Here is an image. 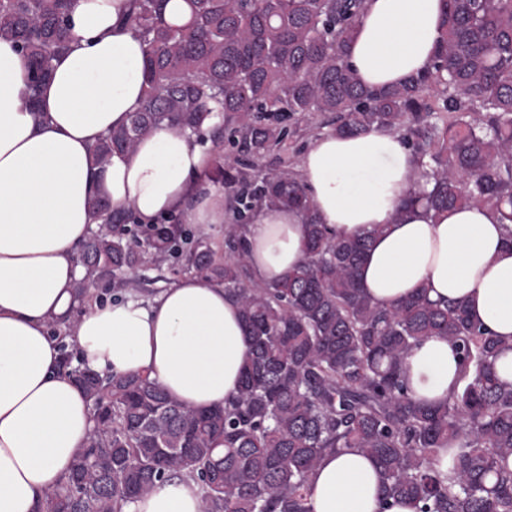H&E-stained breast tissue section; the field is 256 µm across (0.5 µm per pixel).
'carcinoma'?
<instances>
[{
    "label": "carcinoma",
    "mask_w": 512,
    "mask_h": 512,
    "mask_svg": "<svg viewBox=\"0 0 512 512\" xmlns=\"http://www.w3.org/2000/svg\"><path fill=\"white\" fill-rule=\"evenodd\" d=\"M170 0H130L123 23L147 45V87L125 125L94 149L104 167L115 153L167 125L211 141L210 180L236 193L238 221L224 225L233 255L215 257L204 237L189 241L178 220L127 237L132 213L91 201L96 227L77 261L83 299L101 283L126 294L125 272L179 259L187 272L224 283L248 338L238 393L222 408L182 405L149 374L102 376L62 369L93 409V429L69 474L46 494L45 512H123L124 505L173 478L194 482L204 512H311L309 480L321 459L359 448L379 466L383 503L415 512H512V383L495 362L505 343L465 305L427 290L394 306L374 302L359 266L371 236L340 238L318 222L305 185L284 170L248 187L257 162L284 146L285 122L319 115L338 135L388 127L421 163L422 187L394 219L421 208L439 215L477 203L494 208L512 238V0H445V37L433 70L373 90L362 86L346 49L365 0H186L190 20L167 19ZM74 0H0V39L30 60L37 97L52 63L72 44ZM223 124L206 132L211 105ZM240 138L247 163L221 153L224 134ZM299 213L306 262L271 282L248 280L246 213ZM456 347L458 381L444 402L414 395L404 372L422 341ZM453 448V467L438 468Z\"/></svg>",
    "instance_id": "cac0c4a2"
}]
</instances>
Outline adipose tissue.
<instances>
[{
  "label": "adipose tissue",
  "mask_w": 512,
  "mask_h": 512,
  "mask_svg": "<svg viewBox=\"0 0 512 512\" xmlns=\"http://www.w3.org/2000/svg\"><path fill=\"white\" fill-rule=\"evenodd\" d=\"M127 0H75L70 51L53 62L38 97L30 63L0 39V512H39L93 428L91 404L61 370L63 343L98 372L146 373L178 402L223 406L238 388L247 351L239 305L214 280L187 276L143 299L87 305L72 313L84 270L76 255L106 196L144 224L170 213L209 230L224 221V196L208 180L212 156L196 137L161 127L98 168L94 148L125 124L145 92L146 44L119 16ZM444 0H366L347 59L369 88L427 72L442 36ZM320 223L342 236L371 234L360 267L366 293L393 305L427 289L462 301L470 316L512 345V245L498 214L482 204L432 218L392 214L414 188L419 162L400 136L374 128L317 137L299 164ZM248 263L271 281L306 260L304 226L289 210L264 209L247 235ZM71 315L68 337L53 318ZM409 385L428 402L447 400L458 361L433 336L406 359ZM381 473L347 448L310 477L313 512H378ZM123 512H203L190 481L162 483Z\"/></svg>",
  "instance_id": "1"
}]
</instances>
